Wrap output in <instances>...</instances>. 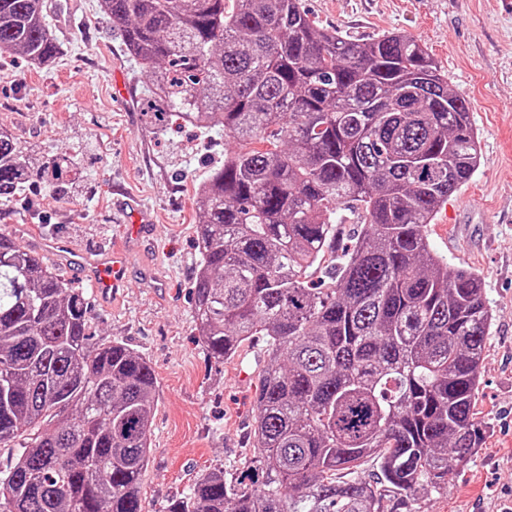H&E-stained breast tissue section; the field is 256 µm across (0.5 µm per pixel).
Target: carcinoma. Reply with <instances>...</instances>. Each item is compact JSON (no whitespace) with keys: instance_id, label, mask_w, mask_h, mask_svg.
Segmentation results:
<instances>
[{"instance_id":"obj_1","label":"carcinoma","mask_w":512,"mask_h":512,"mask_svg":"<svg viewBox=\"0 0 512 512\" xmlns=\"http://www.w3.org/2000/svg\"><path fill=\"white\" fill-rule=\"evenodd\" d=\"M166 117L234 144L200 185L191 302L209 357L255 337L250 472L216 469L167 512H384L448 487L483 447L493 322L480 275L427 225L479 168L466 100L402 33L316 27L300 0H101ZM55 57L42 0H0V52ZM28 166L0 132V198ZM358 229L340 239L342 212ZM90 301L0 233V512H142L156 377L92 341ZM376 463L374 477L363 465Z\"/></svg>"}]
</instances>
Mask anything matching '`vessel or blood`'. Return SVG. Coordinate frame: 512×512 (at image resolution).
I'll list each match as a JSON object with an SVG mask.
<instances>
[{
  "instance_id": "b4317fda",
  "label": "vessel or blood",
  "mask_w": 512,
  "mask_h": 512,
  "mask_svg": "<svg viewBox=\"0 0 512 512\" xmlns=\"http://www.w3.org/2000/svg\"><path fill=\"white\" fill-rule=\"evenodd\" d=\"M114 205L130 214L132 234L140 235L150 230V220L135 197L115 200ZM48 250L67 264L80 268L101 301H110L118 289L125 285L127 265L125 254L120 248L113 247L94 256L57 243L49 244Z\"/></svg>"
}]
</instances>
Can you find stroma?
I'll list each match as a JSON object with an SVG mask.
<instances>
[{
    "mask_svg": "<svg viewBox=\"0 0 512 512\" xmlns=\"http://www.w3.org/2000/svg\"><path fill=\"white\" fill-rule=\"evenodd\" d=\"M87 20L70 33L51 28L59 50L31 64L0 53V128L30 157L22 194L0 200V233L57 270L73 287L79 273L46 243L85 252L126 250V284L115 304L91 298L97 339L120 340L149 361L157 378L150 462L141 476L142 512H167L197 477L235 475L253 458L249 426L266 366L262 341L226 362L199 342L191 288L199 263L195 190L224 162L231 142L203 129L159 127L149 78L100 9L75 0ZM317 27L367 42L400 32L426 46L448 85L468 103L481 165L428 227L432 249L452 266L477 271L495 322L484 350L477 410L486 445L448 477L443 493L416 512H512V0H301ZM69 162L64 194L44 172ZM136 196L156 229L132 238L112 206Z\"/></svg>",
    "mask_w": 512,
    "mask_h": 512,
    "instance_id": "stroma-1",
    "label": "stroma"
}]
</instances>
